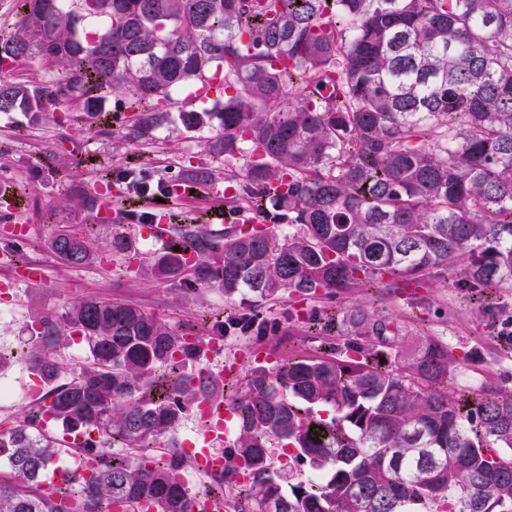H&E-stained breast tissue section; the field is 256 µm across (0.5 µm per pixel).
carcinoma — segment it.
Returning <instances> with one entry per match:
<instances>
[{"mask_svg": "<svg viewBox=\"0 0 512 512\" xmlns=\"http://www.w3.org/2000/svg\"><path fill=\"white\" fill-rule=\"evenodd\" d=\"M21 27L0 39V72L33 61L37 84L0 78V113L36 116L51 103L90 115L114 95L130 112L124 136L152 145L177 117L212 130L224 171L191 169L197 186L222 174L236 208L288 224H230L189 234L142 265L155 280L333 298L382 285L393 292L448 270L482 294L512 289V0H18ZM223 74L232 91L208 109L173 92ZM49 248L82 268L99 250L95 225L60 227ZM112 253L131 251L112 231ZM343 339L332 357H300L246 375L233 459L249 512H512V391L448 395V345L410 348L404 324L363 304L305 318ZM28 369L46 410L70 431H97L136 456L90 441V477L46 492L53 438L32 414L0 430V512H205L181 482L186 459L164 443L212 375L188 365L200 348L167 319L133 305L79 299L30 324ZM79 334L87 360L66 383L57 359ZM275 440L320 483L285 493L271 471Z\"/></svg>", "mask_w": 512, "mask_h": 512, "instance_id": "obj_1", "label": "carcinoma"}]
</instances>
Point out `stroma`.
I'll return each mask as SVG.
<instances>
[{
  "mask_svg": "<svg viewBox=\"0 0 512 512\" xmlns=\"http://www.w3.org/2000/svg\"><path fill=\"white\" fill-rule=\"evenodd\" d=\"M127 117L123 100L117 96L97 114L76 112L58 123L49 116L34 122L23 112L0 113V181L8 182L18 198L11 208L0 207V237L16 224L28 229L26 239L14 247V266L0 265V286L11 289L9 296H0V310L10 313L9 318L0 319V346L18 347L26 341L31 313L58 314L69 301L94 298L124 302L170 318L192 338L219 342L227 357L258 349L269 353L279 366L296 357L326 355L329 336L308 335L304 323L296 318L297 310L321 308L323 300L302 301L285 293L257 302L248 294L225 297L219 288L189 289L167 281L152 282L128 272L127 258L113 255L109 246L113 225L127 229L136 256L151 257L163 248L149 234L151 223L220 229L224 220L212 218L211 212L214 207L231 205L225 184L219 180L173 199L150 223L110 208L111 196L118 193L127 196L130 204L138 202L126 171L143 173L152 182L168 186L184 182L188 168L213 162L204 148L207 132L186 133L168 125L157 131V144L143 147L123 136ZM76 157L83 158L81 167H73ZM49 211L54 214L50 224L45 221ZM93 223L102 245L95 263L73 268L48 248L55 225ZM24 264L40 265L43 280L21 281L17 268ZM357 302L447 344L455 361L450 396H471L488 385L512 390V356L504 355L499 338L501 327L512 323V290L499 288L479 297L456 287L454 277L448 276L424 288L396 293L386 288H356L334 300L338 306ZM250 312L270 324L267 334H223L214 325L215 320ZM0 374L11 379L16 392L12 408L0 411V429H5L35 411L38 404L27 393L31 374L23 360L9 361Z\"/></svg>",
  "mask_w": 512,
  "mask_h": 512,
  "instance_id": "1",
  "label": "stroma"
}]
</instances>
